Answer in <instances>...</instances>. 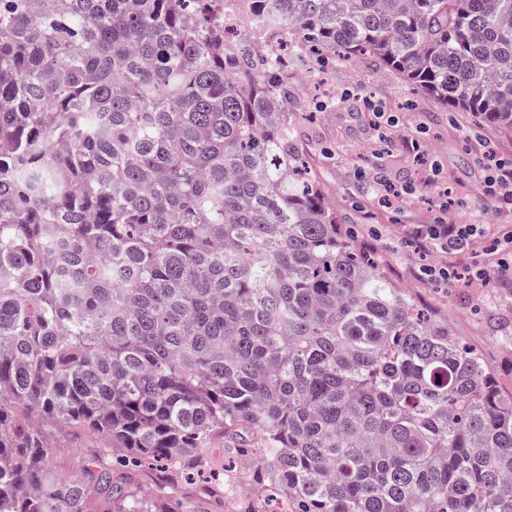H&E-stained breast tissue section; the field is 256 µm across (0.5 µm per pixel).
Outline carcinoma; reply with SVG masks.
<instances>
[{
    "instance_id": "1",
    "label": "carcinoma",
    "mask_w": 512,
    "mask_h": 512,
    "mask_svg": "<svg viewBox=\"0 0 512 512\" xmlns=\"http://www.w3.org/2000/svg\"><path fill=\"white\" fill-rule=\"evenodd\" d=\"M41 2L0 0V512H185L161 486L215 444L292 512H512V397L300 177L280 53L512 130V0ZM33 414L125 482L55 476Z\"/></svg>"
}]
</instances>
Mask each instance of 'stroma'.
<instances>
[{
    "label": "stroma",
    "mask_w": 512,
    "mask_h": 512,
    "mask_svg": "<svg viewBox=\"0 0 512 512\" xmlns=\"http://www.w3.org/2000/svg\"><path fill=\"white\" fill-rule=\"evenodd\" d=\"M297 139L321 187L336 205L342 232L370 256L395 287L447 326L452 336L479 353L512 396V278L499 274L496 257L481 243L453 252L424 251L408 239L412 224L436 216L452 224H479L485 234L512 231V206L485 185L488 156L512 165V131L480 124L469 112L448 113L374 57L318 70L312 60L288 61ZM332 107L317 108L324 97ZM450 268L443 283L432 268ZM31 424L51 445L49 466L60 475L84 472L100 449L113 458L126 450L98 432L55 426L40 417ZM231 483L252 512H279L280 495L259 491L260 473L236 454L207 451L190 478L170 491L188 512H227L221 499L200 493L202 484Z\"/></svg>",
    "instance_id": "35a3bbf8"
}]
</instances>
